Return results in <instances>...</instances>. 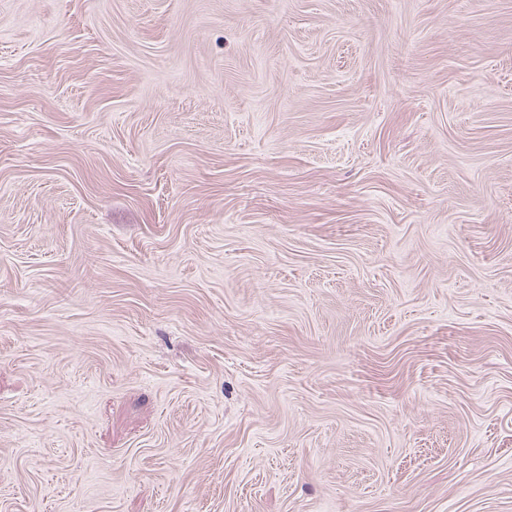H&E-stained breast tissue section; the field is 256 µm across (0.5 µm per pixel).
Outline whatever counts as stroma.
I'll return each instance as SVG.
<instances>
[{
	"mask_svg": "<svg viewBox=\"0 0 512 512\" xmlns=\"http://www.w3.org/2000/svg\"><path fill=\"white\" fill-rule=\"evenodd\" d=\"M0 512H512V0H0Z\"/></svg>",
	"mask_w": 512,
	"mask_h": 512,
	"instance_id": "obj_1",
	"label": "stroma"
}]
</instances>
